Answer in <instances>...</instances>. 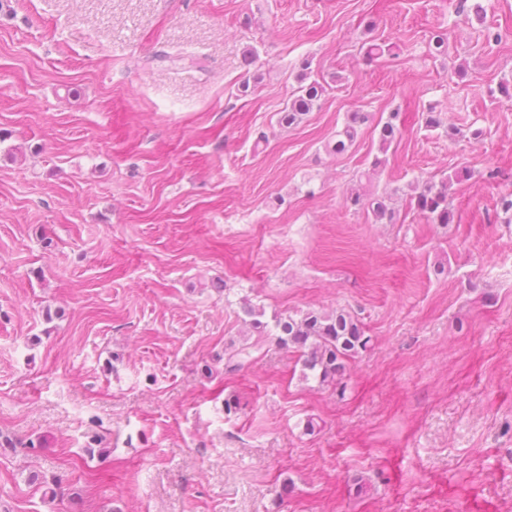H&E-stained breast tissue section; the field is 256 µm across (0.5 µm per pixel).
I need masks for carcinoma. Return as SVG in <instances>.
I'll return each instance as SVG.
<instances>
[{
  "instance_id": "carcinoma-1",
  "label": "carcinoma",
  "mask_w": 512,
  "mask_h": 512,
  "mask_svg": "<svg viewBox=\"0 0 512 512\" xmlns=\"http://www.w3.org/2000/svg\"><path fill=\"white\" fill-rule=\"evenodd\" d=\"M394 48L396 45L393 42L372 39L364 43V55L369 59H378L392 55ZM309 68V62L302 63L300 86L278 112L279 125L292 127L300 124L326 92L319 80L310 79ZM364 120L365 117L360 113H352L344 127L336 132V141L332 147L334 153L342 154L353 145L358 136V125ZM401 137L399 113L392 112L379 129V151L387 154ZM448 186L450 179L446 177L437 181L429 179L412 186L411 202L428 223L447 225L454 222L455 214L448 201ZM388 200V196L367 198L356 191L346 196L348 206L372 213L377 222L386 220L391 223L395 211ZM244 313L250 317L249 325L254 340L228 358V368L232 370L242 367L252 353L263 348L265 341L267 323L262 321L264 312L247 302L244 304ZM275 328L279 345L298 353L303 376L312 374L320 384L326 386L342 385L347 363L367 350L371 341L364 334L359 320L344 309L329 312L309 310L298 317H278L275 319Z\"/></svg>"
}]
</instances>
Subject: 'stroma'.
I'll return each mask as SVG.
<instances>
[{
  "mask_svg": "<svg viewBox=\"0 0 512 512\" xmlns=\"http://www.w3.org/2000/svg\"><path fill=\"white\" fill-rule=\"evenodd\" d=\"M472 3L0 0V512H512V0ZM465 170L427 223L411 184ZM246 301L354 315L344 396L272 335L227 370ZM309 68L310 63L304 61L302 63L300 86L290 96L286 105L277 114V122L280 126L292 127L300 124L304 116L313 110L314 106L326 92L325 86L317 79L306 83V80L310 79ZM364 120L365 117L359 112L352 113L344 127L336 132V141L332 147L334 153L342 154L353 145L358 136V125ZM399 113H390L378 132L379 151L385 156L393 144L402 137V125L398 120ZM388 200H391L388 196L378 197H364L359 192H351L346 196L347 207H354L355 209H364L367 212H371L376 222L387 220L392 223L395 217V211L388 204Z\"/></svg>",
  "mask_w": 512,
  "mask_h": 512,
  "instance_id": "obj_1",
  "label": "stroma"
}]
</instances>
